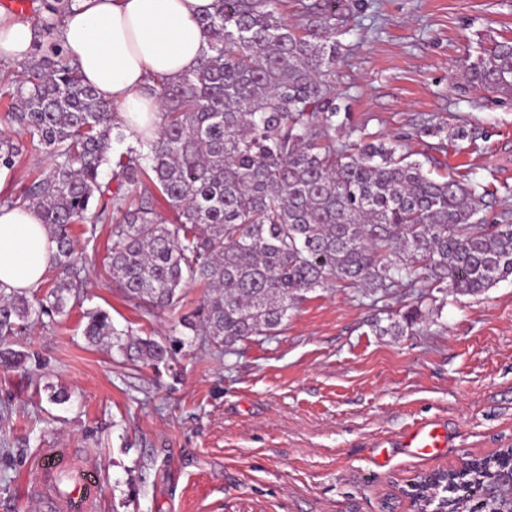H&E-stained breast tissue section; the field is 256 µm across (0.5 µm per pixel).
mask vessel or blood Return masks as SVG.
Listing matches in <instances>:
<instances>
[{"label": "vessel or blood", "instance_id": "b4317fda", "mask_svg": "<svg viewBox=\"0 0 512 512\" xmlns=\"http://www.w3.org/2000/svg\"><path fill=\"white\" fill-rule=\"evenodd\" d=\"M403 439L405 447L420 448L430 453L448 445L445 435L431 424H420L409 429ZM71 460L70 450H54L51 465L35 480L33 496L41 512H93L100 488L91 474L72 475L63 488L56 485L57 475L69 471Z\"/></svg>", "mask_w": 512, "mask_h": 512}]
</instances>
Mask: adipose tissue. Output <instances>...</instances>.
I'll use <instances>...</instances> for the list:
<instances>
[{"label": "adipose tissue", "instance_id": "adipose-tissue-1", "mask_svg": "<svg viewBox=\"0 0 512 512\" xmlns=\"http://www.w3.org/2000/svg\"><path fill=\"white\" fill-rule=\"evenodd\" d=\"M215 0H79L57 31L68 63L97 96L116 107L128 135L157 132L161 106L145 86L153 75L176 77L198 65L206 42L201 18ZM33 29L0 11V58L20 62ZM56 243L35 211L0 208V288H37Z\"/></svg>", "mask_w": 512, "mask_h": 512}]
</instances>
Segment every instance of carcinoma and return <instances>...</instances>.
Masks as SVG:
<instances>
[{
  "label": "carcinoma",
  "mask_w": 512,
  "mask_h": 512,
  "mask_svg": "<svg viewBox=\"0 0 512 512\" xmlns=\"http://www.w3.org/2000/svg\"><path fill=\"white\" fill-rule=\"evenodd\" d=\"M76 0H52L34 21L31 57L0 75V172H12L28 147L50 165L0 206L37 211L58 250L45 295L0 291V367H21L29 353L11 338L36 322L60 324L86 280L75 227L110 225L102 261L128 301L149 315L180 310L183 289H204L200 304L177 324L224 353L239 342L275 336L289 312L325 288H358L379 302L403 287L479 294L512 277V224L486 232L478 214L487 187L451 174L433 175L439 160L398 152L364 129L336 139L347 110L332 82L340 36L365 0H310L301 21H288V0H217L201 18L208 39L198 66L176 78H154L162 123L153 140L112 161L126 135L63 59L56 38ZM463 92L512 96V41L467 56ZM418 138L464 140L469 131L426 120ZM115 165L116 188L101 180ZM162 197L171 222L156 209ZM421 292L379 334L401 336L434 322ZM90 344L159 368L176 361L185 341L161 342L119 331L96 309L85 315ZM512 467L503 450L448 480L455 512H495L509 501L496 472Z\"/></svg>",
  "instance_id": "cac0c4a2"
}]
</instances>
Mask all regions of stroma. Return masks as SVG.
<instances>
[{
  "label": "stroma",
  "mask_w": 512,
  "mask_h": 512,
  "mask_svg": "<svg viewBox=\"0 0 512 512\" xmlns=\"http://www.w3.org/2000/svg\"><path fill=\"white\" fill-rule=\"evenodd\" d=\"M343 38L334 88L350 127L420 152L422 119L472 136L437 152L438 173L488 186L484 224H512V97L461 93L466 55L512 39V0H366ZM107 226L83 244L91 272L61 325L16 337L37 354L0 369V512H39L30 498L47 449L84 454L101 488L95 512H406L407 481L512 447V279L478 295L445 296L436 324L402 336L408 289L375 303L354 288L316 291L276 336L226 354L186 345L171 367L126 360L82 336L83 314L167 341L152 317L96 274ZM71 398L50 403L46 385ZM443 427L447 448L422 454L402 434Z\"/></svg>",
  "instance_id": "35a3bbf8"
}]
</instances>
